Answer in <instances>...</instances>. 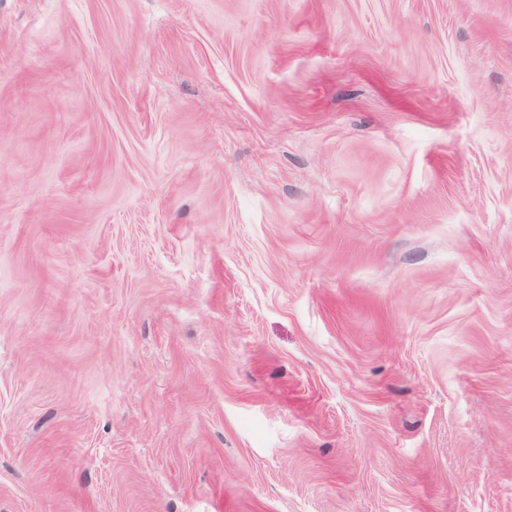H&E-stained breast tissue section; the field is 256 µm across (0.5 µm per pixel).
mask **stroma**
Returning <instances> with one entry per match:
<instances>
[{"label":"stroma","mask_w":512,"mask_h":512,"mask_svg":"<svg viewBox=\"0 0 512 512\" xmlns=\"http://www.w3.org/2000/svg\"><path fill=\"white\" fill-rule=\"evenodd\" d=\"M0 512H512V0H0Z\"/></svg>","instance_id":"obj_1"}]
</instances>
